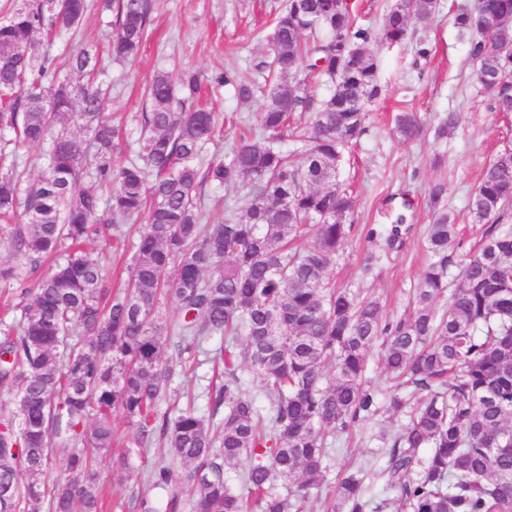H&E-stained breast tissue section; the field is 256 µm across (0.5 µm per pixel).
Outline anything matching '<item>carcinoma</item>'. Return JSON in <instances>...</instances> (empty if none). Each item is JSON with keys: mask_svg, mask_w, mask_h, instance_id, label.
I'll return each mask as SVG.
<instances>
[{"mask_svg": "<svg viewBox=\"0 0 512 512\" xmlns=\"http://www.w3.org/2000/svg\"><path fill=\"white\" fill-rule=\"evenodd\" d=\"M440 0L392 4L380 30L361 25L350 0H288L266 41L270 56L245 82L231 70L216 82L240 101L265 95L259 131L242 135L222 159L204 160L222 115L185 107L198 76L157 73L140 113L135 154L116 162L118 131L94 49L62 66L43 44L80 27L91 10L108 22V54L136 58L147 38L149 0H13L0 16V291L16 296L13 322H0V512H102L92 458L112 448V412L141 439L163 445L144 512H305L325 483L328 439L389 413L406 421L379 433L381 471L400 512H512V152L489 163L468 199L479 247L448 267L460 231L437 207L427 245L434 256L413 288L411 308L387 319L379 302L336 287V254L350 237L355 200L339 181L345 153L368 132L367 105L381 92L373 42L400 44L439 11ZM502 37L480 35L481 17ZM453 25L470 39L475 75L512 73V0L460 8ZM330 82L318 97L311 76ZM496 112H512V84L486 87ZM76 115L84 136L71 132ZM415 112L394 118L393 134L416 138ZM296 148L283 149L285 137ZM51 142L42 172L24 181L22 150ZM210 183L240 200L236 217L201 223ZM120 228L144 220L132 263L117 289L105 284L85 246L98 239L100 213ZM56 258L50 272L39 273ZM181 321L168 324L162 299ZM223 339L224 385L193 407L159 415L157 404L206 340ZM396 381L387 400L365 373L374 347ZM262 384L265 405L246 396L239 371ZM403 387L426 392L416 405ZM224 417L212 424L219 411ZM65 476L50 478L54 457ZM244 463L243 490L226 467ZM368 472H344L326 512H381L366 497Z\"/></svg>", "mask_w": 512, "mask_h": 512, "instance_id": "1", "label": "carcinoma"}]
</instances>
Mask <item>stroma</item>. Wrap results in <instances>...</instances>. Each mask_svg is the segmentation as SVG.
<instances>
[{
    "label": "stroma",
    "mask_w": 512,
    "mask_h": 512,
    "mask_svg": "<svg viewBox=\"0 0 512 512\" xmlns=\"http://www.w3.org/2000/svg\"><path fill=\"white\" fill-rule=\"evenodd\" d=\"M286 0H151L149 37L138 59L109 65L112 83L108 111L127 137L123 149L133 147L139 135L134 117L148 106L146 87L161 71L196 72L203 82L234 70L239 79L252 76L251 59L266 54L262 31ZM440 11L428 24L431 55L413 67V42L395 47L371 44L382 58L380 97L369 106L371 132L356 151L349 171L355 196L351 215L356 232L345 243L332 270L339 286L379 299L386 318L404 314L411 289L429 255L425 236L433 220L430 186L444 182V200L456 224L463 229L458 254L475 249L483 227L471 222L467 199L482 169L512 149V115L495 112L490 97L474 75L466 40L459 38L448 15L452 7H473L476 0H441ZM401 111L419 113L426 129L421 138L405 142L393 135V117ZM461 116L447 139L438 141L433 128L448 112ZM405 215L402 244L387 248L383 238L367 239L372 227H391ZM376 253L372 273H364L363 259ZM399 416L384 424L367 422L351 435L337 439L325 460L328 482L352 467L364 464L370 495L384 500L382 483L375 479L386 458L376 435L379 429L397 430ZM113 447L96 461L101 485L108 493L110 512H141L138 503L147 495L154 456L142 451L138 434L121 412L112 414Z\"/></svg>",
    "instance_id": "1"
}]
</instances>
